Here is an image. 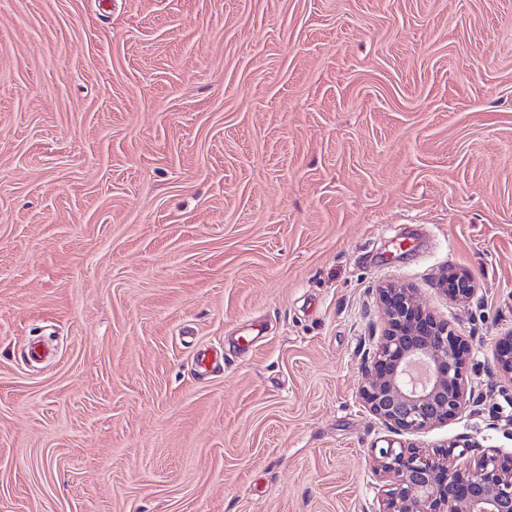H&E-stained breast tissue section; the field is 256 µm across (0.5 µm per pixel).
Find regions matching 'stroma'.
<instances>
[{"label": "stroma", "instance_id": "stroma-1", "mask_svg": "<svg viewBox=\"0 0 512 512\" xmlns=\"http://www.w3.org/2000/svg\"><path fill=\"white\" fill-rule=\"evenodd\" d=\"M389 281L512 453V0H0V512H377ZM442 285L448 296L459 302H466L471 299L476 290L475 282L471 277L454 271H448V276Z\"/></svg>", "mask_w": 512, "mask_h": 512}]
</instances>
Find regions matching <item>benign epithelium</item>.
Wrapping results in <instances>:
<instances>
[{"label":"benign epithelium","instance_id":"7a95c632","mask_svg":"<svg viewBox=\"0 0 512 512\" xmlns=\"http://www.w3.org/2000/svg\"><path fill=\"white\" fill-rule=\"evenodd\" d=\"M443 287L459 302L475 293L474 280L454 271ZM379 303L384 328L361 391L370 413L394 434L372 451L374 471L389 480L379 512H512V457L483 450L468 436L435 449L398 439L459 419L471 349L413 289L388 283L379 288ZM496 360L499 371L512 376V333L500 339Z\"/></svg>","mask_w":512,"mask_h":512}]
</instances>
